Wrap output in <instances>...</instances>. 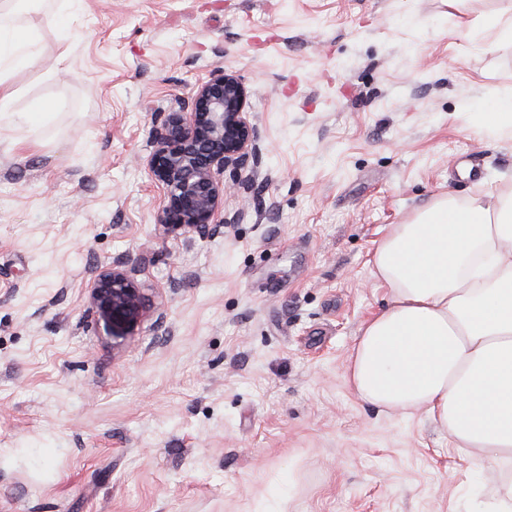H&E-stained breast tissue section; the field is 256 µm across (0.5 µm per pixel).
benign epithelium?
<instances>
[{
    "mask_svg": "<svg viewBox=\"0 0 512 512\" xmlns=\"http://www.w3.org/2000/svg\"><path fill=\"white\" fill-rule=\"evenodd\" d=\"M249 97L236 74L222 71L200 82L191 100L155 128L147 166L163 190L156 214L162 235L217 230L224 195L258 176L261 152L246 112ZM228 169L237 172L230 183L221 179ZM89 303L114 345L140 335L149 316L133 269L121 261L96 274Z\"/></svg>",
    "mask_w": 512,
    "mask_h": 512,
    "instance_id": "1",
    "label": "benign epithelium"
}]
</instances>
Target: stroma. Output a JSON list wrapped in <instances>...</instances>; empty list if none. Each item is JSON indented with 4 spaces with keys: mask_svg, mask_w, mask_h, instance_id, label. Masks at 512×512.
<instances>
[{
    "mask_svg": "<svg viewBox=\"0 0 512 512\" xmlns=\"http://www.w3.org/2000/svg\"><path fill=\"white\" fill-rule=\"evenodd\" d=\"M41 55L0 122V512H484L512 461L360 400L345 364L389 304L370 263L441 195L512 191V0H83L26 7ZM251 90L260 175L226 223L160 235L153 131L217 70ZM479 156L483 176L463 169ZM152 311L113 348L95 273ZM481 111L475 113L477 122L499 136L512 137V98L486 103Z\"/></svg>",
    "mask_w": 512,
    "mask_h": 512,
    "instance_id": "35a3bbf8",
    "label": "stroma"
}]
</instances>
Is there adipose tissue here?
<instances>
[{"mask_svg":"<svg viewBox=\"0 0 512 512\" xmlns=\"http://www.w3.org/2000/svg\"><path fill=\"white\" fill-rule=\"evenodd\" d=\"M18 9L0 0V116L30 133L61 104L12 109L5 74L40 54L38 29L13 21ZM373 265L392 296L347 359L355 394L426 411L460 450L512 461V192L435 199L390 226Z\"/></svg>","mask_w":512,"mask_h":512,"instance_id":"adipose-tissue-1","label":"adipose tissue"}]
</instances>
